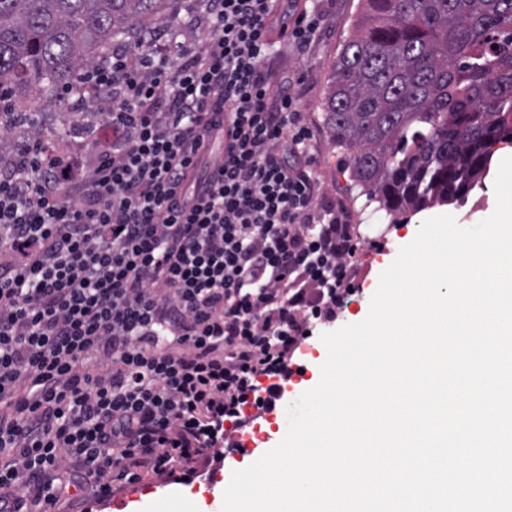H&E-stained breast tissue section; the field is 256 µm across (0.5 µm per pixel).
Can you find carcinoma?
<instances>
[{
	"label": "carcinoma",
	"mask_w": 512,
	"mask_h": 512,
	"mask_svg": "<svg viewBox=\"0 0 512 512\" xmlns=\"http://www.w3.org/2000/svg\"><path fill=\"white\" fill-rule=\"evenodd\" d=\"M169 0H0V88H58ZM329 75L324 124L355 185L387 213L464 197L512 133V0H365Z\"/></svg>",
	"instance_id": "carcinoma-1"
}]
</instances>
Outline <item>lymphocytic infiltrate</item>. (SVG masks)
<instances>
[{"mask_svg": "<svg viewBox=\"0 0 512 512\" xmlns=\"http://www.w3.org/2000/svg\"><path fill=\"white\" fill-rule=\"evenodd\" d=\"M323 2L186 0L65 88L94 91L107 139L28 132L0 158V512L176 479L342 313L359 244L266 68L313 48Z\"/></svg>", "mask_w": 512, "mask_h": 512, "instance_id": "obj_1", "label": "lymphocytic infiltrate"}]
</instances>
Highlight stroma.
I'll list each match as a JSON object with an SVG mask.
<instances>
[{"label": "stroma", "instance_id": "obj_1", "mask_svg": "<svg viewBox=\"0 0 512 512\" xmlns=\"http://www.w3.org/2000/svg\"><path fill=\"white\" fill-rule=\"evenodd\" d=\"M361 14V0H333L332 18L315 48L306 55L286 49L271 62L274 69L299 76L300 81L293 86L292 92L314 131L312 153L314 169L321 184L322 200L343 207L361 237L356 256V282L362 285L363 290L349 297L344 312L336 321L340 327L366 318L381 272L395 259L398 246L413 240L422 221L448 213L455 217L460 226L467 228L486 219L496 206L493 184L497 172L493 169L459 201L396 215L379 210L377 202L367 199L360 187L354 186L350 176L349 156L343 150L333 147L323 122V100L331 68ZM15 97L34 103V122L43 137H50L64 121L80 128L79 140L86 144L93 143L105 132L103 120H95L86 126L79 113L74 112L65 117L58 111L40 105L41 94L38 90L21 89L16 91ZM326 357L327 349L320 338L315 337L306 342L300 357L306 371L303 375L293 376L283 397L284 403H293L304 391L318 383L320 366ZM255 413L254 407L243 409L244 416L252 418L253 423L250 428L238 434L243 443L241 450L226 453L218 460L214 459L212 451H205L196 465L194 476L188 479L187 484L193 493L201 494L206 504H213L214 489L230 480L233 471L248 467L282 440L277 415L259 419ZM177 487V482L154 479L127 488L113 487L111 498L100 500L95 498L92 487L87 485L79 491L77 502L69 506L68 512H149L151 497L167 495Z\"/></svg>", "mask_w": 512, "mask_h": 512}]
</instances>
